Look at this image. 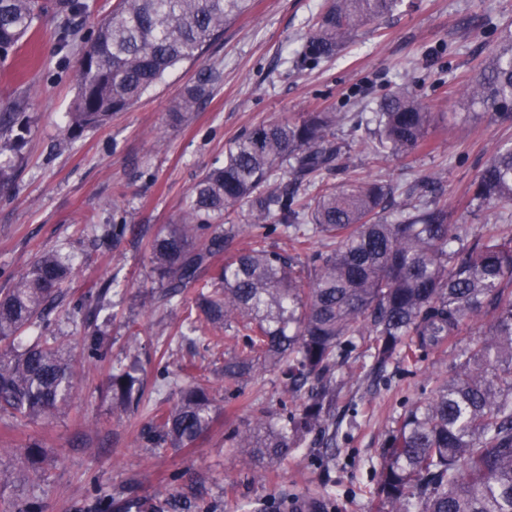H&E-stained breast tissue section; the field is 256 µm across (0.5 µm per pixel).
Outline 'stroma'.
I'll return each mask as SVG.
<instances>
[{
  "mask_svg": "<svg viewBox=\"0 0 512 512\" xmlns=\"http://www.w3.org/2000/svg\"><path fill=\"white\" fill-rule=\"evenodd\" d=\"M73 18L76 31L60 49L61 16L46 10L29 37L0 62V100L26 101L31 132L18 150L14 182L0 190V291L11 288L43 250L74 258L64 298L47 323L25 333L59 336L82 347L84 328L70 311L82 298L110 286L97 324L101 357L82 373L73 408L50 423L18 424L0 414V468H9L32 443L47 458L25 493L39 512H105L112 497L128 493L188 499L186 512H246L248 504L288 494L290 512L305 500L316 512H375L370 491L386 432L394 417L428 397L448 375L457 351L429 352L408 369L389 362L373 368L351 353L346 383L336 402L342 423L334 444L308 436L305 448L256 472L225 438L252 424L259 411L286 418L275 374L259 378L244 396L224 393L220 371L234 340L180 337V310L144 307L157 290L147 260L150 239L174 223L197 178L222 163L231 142L252 126L305 112L334 111L333 138L340 148L329 182L349 177L391 184L393 205L406 189L427 179L445 198H462L485 162L512 145V123L468 108L457 90L494 48L499 28L512 22V0H403L391 15L365 27L332 59L300 66L297 53L323 0H251L231 19L202 58L185 63L150 89L129 111L64 144L65 115L76 92L79 51L115 0H85ZM213 69L219 80L196 112L175 117L177 100L198 75ZM414 89L440 117L434 143L410 159L376 158L361 118L396 86ZM128 225L119 244L94 239L93 230ZM140 343L144 397L134 415L112 412V364ZM196 365L199 383L215 397L220 414L190 448H143L136 436L155 405L178 398L179 365Z\"/></svg>",
  "mask_w": 512,
  "mask_h": 512,
  "instance_id": "obj_1",
  "label": "stroma"
}]
</instances>
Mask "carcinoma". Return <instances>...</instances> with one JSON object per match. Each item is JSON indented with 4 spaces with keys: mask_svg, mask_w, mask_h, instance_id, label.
Listing matches in <instances>:
<instances>
[{
    "mask_svg": "<svg viewBox=\"0 0 512 512\" xmlns=\"http://www.w3.org/2000/svg\"><path fill=\"white\" fill-rule=\"evenodd\" d=\"M400 0H327L300 59L318 63L358 32L397 9ZM249 0H117L85 42L78 91L68 113L67 138L131 108L183 63H193L243 13ZM83 0H60L65 15L55 32L70 45V18ZM45 12L40 0H0V60L32 32ZM217 74L200 73L176 113L193 112L210 96ZM470 107L512 121V25L461 89ZM25 106L0 102V140L25 139ZM435 116L406 86L383 97L372 122V149L380 159L406 158L430 145ZM334 112L262 122L236 139L224 164L203 172L175 223L148 244L159 291L143 304L171 306L193 293L186 321L231 330L242 344L224 358V393L240 396L266 371L278 373L281 393L298 402L280 424L268 411L235 430L228 447L259 462L281 461L306 436L336 427V368L359 347L382 365L418 363L441 345L461 347L448 380L394 418L372 493L376 512H512V224L492 233L450 222L448 200L428 195L430 182L410 186V202L387 211L384 182L325 181L339 154L331 139ZM291 176V183L280 179ZM316 193L299 203V192ZM512 203V146L484 165L473 183L471 209ZM248 207L250 223L231 217ZM284 235L299 245L314 237L323 247L289 254L268 244ZM253 245L214 260L238 238ZM72 261L60 250L42 253L13 287L0 291V410L25 423L67 410L81 371V356L41 336L21 348L18 338L45 321L62 297ZM95 302L77 305L87 357L98 356L101 333ZM486 331L469 339L472 327ZM112 412L141 405L140 378L117 362L109 378ZM215 398L200 386L155 409L140 445L190 447L212 427ZM0 512H32L30 498H0Z\"/></svg>",
    "mask_w": 512,
    "mask_h": 512,
    "instance_id": "carcinoma-1",
    "label": "carcinoma"
}]
</instances>
